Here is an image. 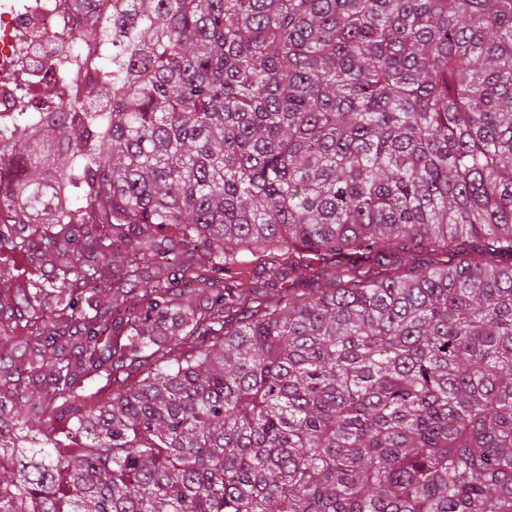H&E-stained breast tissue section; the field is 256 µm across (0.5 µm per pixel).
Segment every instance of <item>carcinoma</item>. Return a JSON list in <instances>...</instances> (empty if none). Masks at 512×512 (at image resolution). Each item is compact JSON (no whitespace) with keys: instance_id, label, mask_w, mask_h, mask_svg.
<instances>
[{"instance_id":"carcinoma-1","label":"carcinoma","mask_w":512,"mask_h":512,"mask_svg":"<svg viewBox=\"0 0 512 512\" xmlns=\"http://www.w3.org/2000/svg\"><path fill=\"white\" fill-rule=\"evenodd\" d=\"M73 9L0 140V512H512V0ZM266 251L311 286L214 287Z\"/></svg>"}]
</instances>
